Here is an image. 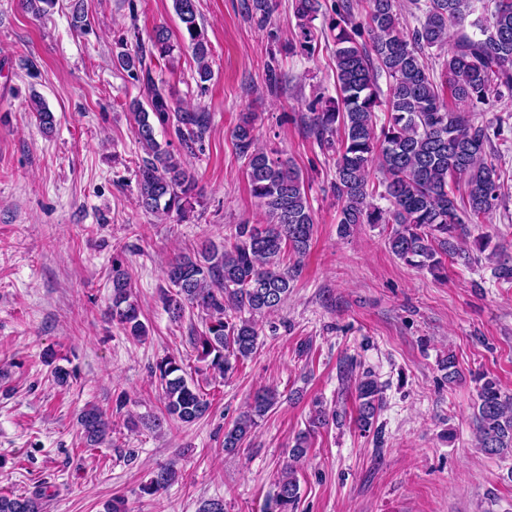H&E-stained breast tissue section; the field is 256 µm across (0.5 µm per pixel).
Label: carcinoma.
<instances>
[{
  "mask_svg": "<svg viewBox=\"0 0 512 512\" xmlns=\"http://www.w3.org/2000/svg\"><path fill=\"white\" fill-rule=\"evenodd\" d=\"M421 12L420 25L410 29L401 22L397 0H337L330 32L338 95L319 100L308 132L319 149L333 152L334 193L340 202L339 233L347 236L358 224H389L388 245L406 265L426 269L435 276L445 270V258L471 259L458 246L464 224H480L501 200V176L488 161L486 148L498 137L507 120L496 128L479 124L459 109L480 102L501 89L512 91V0H495L494 11L475 15L473 0H411ZM197 62L199 80H210V48L204 25L198 21L196 0H173ZM272 0H251L247 12L261 25L269 19ZM321 9L320 0H291L299 29V49L311 53L315 35L310 23ZM458 35L442 56L446 79H431L426 52L448 44L449 30ZM118 66L143 86V99L129 105L134 133L145 157L136 173L139 206L160 218L192 209L198 197L194 172L181 153L202 148L209 126L206 112L189 111L173 103L164 82L155 79L146 54L168 56L172 51L168 30L157 27L147 50L140 38L135 47L119 42ZM389 80L381 97L378 76ZM31 115L46 133L53 131L54 115L40 98H31ZM387 113L378 123L377 112ZM172 129V142L157 139L156 125ZM235 148L244 160L252 196L264 210L265 223L235 225L230 239L207 241L200 248L174 256L165 269L170 289L161 299L175 322L186 308L204 314V329L194 331L191 345L202 369L222 378L237 370L257 349L255 323L239 315L271 314L288 297L301 259L311 247L313 209L304 177L296 165L276 150L256 145L251 116L243 114L233 130ZM382 173L378 182L369 177L372 165ZM390 202L387 210L374 206V195ZM296 257L283 266L285 254ZM493 276L512 285V261L499 259ZM110 313L112 321L135 339L149 336L141 320L130 278L120 259H112ZM161 389L164 418L153 420L190 425L205 416L210 403L181 360L166 356L151 371ZM477 412L474 413L480 447L493 456H512V396L498 382L479 377ZM361 433L371 432L383 396L374 376L366 372L356 382ZM278 404L274 389L256 392L232 428L224 432V451L235 453L252 434L258 421ZM339 412L316 403L313 423L322 427L336 422ZM82 441L94 447L112 431V420L95 406L85 407L77 418ZM310 432L299 433L290 455L308 454ZM176 479V471L162 467L142 486L155 495ZM45 490L29 494L0 495V512H42ZM299 483L292 464L284 466L267 503L266 512H296Z\"/></svg>",
  "mask_w": 512,
  "mask_h": 512,
  "instance_id": "cac0c4a2",
  "label": "carcinoma"
}]
</instances>
